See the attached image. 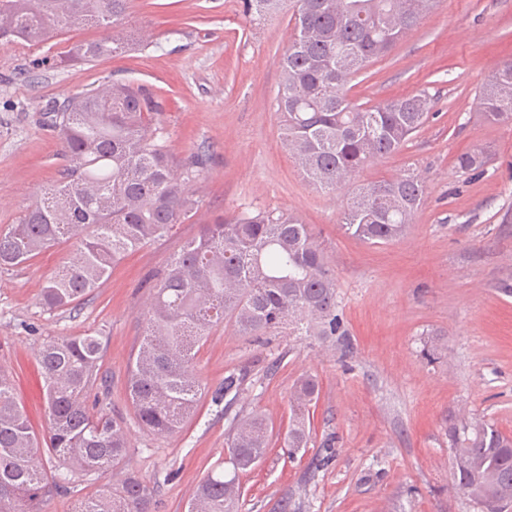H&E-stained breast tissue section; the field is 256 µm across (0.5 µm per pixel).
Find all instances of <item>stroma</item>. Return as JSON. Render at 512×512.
I'll return each mask as SVG.
<instances>
[{"instance_id":"35a3bbf8","label":"stroma","mask_w":512,"mask_h":512,"mask_svg":"<svg viewBox=\"0 0 512 512\" xmlns=\"http://www.w3.org/2000/svg\"><path fill=\"white\" fill-rule=\"evenodd\" d=\"M293 0L256 18L242 0H128L119 20L130 48L76 65L61 59L80 42L103 39L75 26L45 43L0 46V229L14 224L65 161L43 114L63 96L114 81L152 86L166 100L159 117L172 152L203 151L195 185L201 203L173 232L122 260L72 310H47L41 288L72 255L46 249L0 269V371L36 430H44L37 356L53 336L101 337L103 387L90 404L127 423L123 468L156 494L152 512H187L199 482L224 462L223 405L203 398L178 433L139 428L127 397L129 366L150 304L149 278L203 224L225 212L269 208L310 224L336 277L346 333L323 339L280 329L254 345L231 322L214 326L194 371L209 389L244 374L235 410L273 426L266 458L241 475L240 512H478L453 490L450 415L465 410L512 433V124L482 117L477 95L512 59V0H441L387 55L349 82V97L378 103L428 90L432 116L395 154L366 164L364 184L407 172L425 180L424 201L399 241L368 245L341 227L343 190L322 191L281 143L278 61L291 36ZM488 155L482 176L455 165L458 154ZM438 355H429L431 344ZM313 376L310 439L297 455L283 446L296 381ZM327 468L312 471L317 456Z\"/></svg>"}]
</instances>
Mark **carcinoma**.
Listing matches in <instances>:
<instances>
[{"mask_svg": "<svg viewBox=\"0 0 512 512\" xmlns=\"http://www.w3.org/2000/svg\"><path fill=\"white\" fill-rule=\"evenodd\" d=\"M437 0H295L292 34L278 62L276 95L284 123L281 140L314 187L335 191L371 158L400 150L428 119L434 96L423 89L369 105L349 99L347 77L389 53ZM127 0H0V44L12 38L39 43L77 24L107 28ZM122 36L79 44L64 61L118 56ZM512 60L500 63L479 91V107L492 123L512 119ZM164 105L149 87L113 82L109 93L91 88L47 110L45 124L60 141L67 165L40 190L17 223L0 232V268L18 266L63 241L75 256L41 291L49 310L76 307L114 266L144 244L166 236L199 207L192 182L205 165L197 152L180 161L158 127ZM481 149L459 155L456 166L479 173ZM424 183L412 172L362 184L348 194L345 232L367 244L399 240L413 223ZM143 335L128 375V391L143 429L167 436L183 429L205 392L193 373L209 331L228 318L238 335L259 341L283 327L288 334H345L336 278L318 235L296 214L256 209L218 218L187 241L151 278ZM101 339L89 334L46 340L39 352L47 423L37 436L0 372V512H39L43 499L68 492L75 476L107 479L76 512H150L154 488L127 472L111 478L129 452L122 418L87 405L101 379ZM244 376L231 373L211 396L238 394ZM317 381L305 376L291 396L284 447H307L309 411ZM454 489L480 512H512V435L465 413L448 419ZM272 426L260 413L229 418L227 448L234 462L211 471L188 512H238L240 475L267 455ZM51 467H46L43 456Z\"/></svg>", "mask_w": 512, "mask_h": 512, "instance_id": "obj_1", "label": "carcinoma"}]
</instances>
